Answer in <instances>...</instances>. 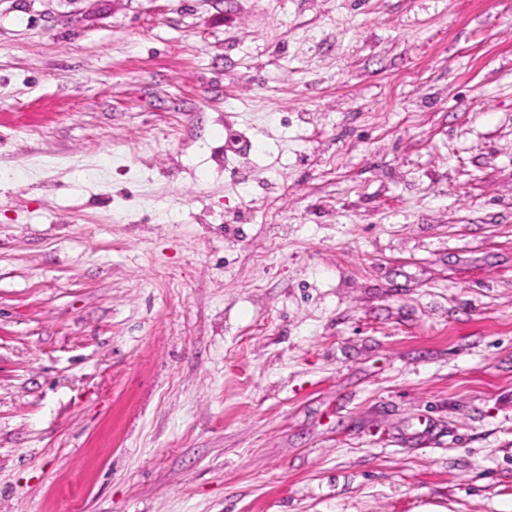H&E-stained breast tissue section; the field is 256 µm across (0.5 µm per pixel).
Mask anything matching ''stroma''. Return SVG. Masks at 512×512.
<instances>
[{
    "mask_svg": "<svg viewBox=\"0 0 512 512\" xmlns=\"http://www.w3.org/2000/svg\"><path fill=\"white\" fill-rule=\"evenodd\" d=\"M0 512H512V0H0Z\"/></svg>",
    "mask_w": 512,
    "mask_h": 512,
    "instance_id": "obj_1",
    "label": "stroma"
}]
</instances>
